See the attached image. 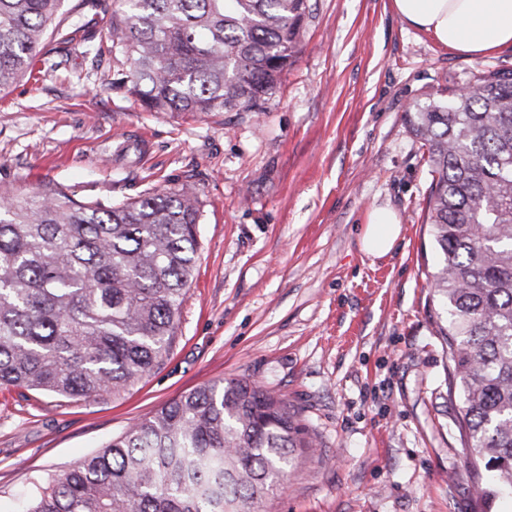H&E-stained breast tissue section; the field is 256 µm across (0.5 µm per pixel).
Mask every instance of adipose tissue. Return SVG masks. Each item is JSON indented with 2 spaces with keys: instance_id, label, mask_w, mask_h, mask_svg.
I'll return each instance as SVG.
<instances>
[{
  "instance_id": "adipose-tissue-1",
  "label": "adipose tissue",
  "mask_w": 512,
  "mask_h": 512,
  "mask_svg": "<svg viewBox=\"0 0 512 512\" xmlns=\"http://www.w3.org/2000/svg\"><path fill=\"white\" fill-rule=\"evenodd\" d=\"M396 13L445 47L479 57L512 48V0H393ZM399 235V219L387 206L374 208L362 237L368 254L383 256Z\"/></svg>"
}]
</instances>
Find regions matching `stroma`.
Segmentation results:
<instances>
[{
	"instance_id": "1",
	"label": "stroma",
	"mask_w": 512,
	"mask_h": 512,
	"mask_svg": "<svg viewBox=\"0 0 512 512\" xmlns=\"http://www.w3.org/2000/svg\"><path fill=\"white\" fill-rule=\"evenodd\" d=\"M297 60L257 112L145 111L112 85L105 23L47 39L37 78L0 93V187L115 204L195 185L199 251L168 358L120 396L0 388V512L183 392L247 378L314 446L261 512H482L456 428L428 275L427 153L414 102L512 69L407 25L391 0H309ZM401 232L367 254L369 212Z\"/></svg>"
}]
</instances>
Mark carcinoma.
Instances as JSON below:
<instances>
[{
    "label": "carcinoma",
    "mask_w": 512,
    "mask_h": 512,
    "mask_svg": "<svg viewBox=\"0 0 512 512\" xmlns=\"http://www.w3.org/2000/svg\"><path fill=\"white\" fill-rule=\"evenodd\" d=\"M64 0H0V92L32 75ZM308 0H112L113 85L148 112L255 111L296 61ZM427 149L448 398L483 512L512 500V70L407 112ZM0 387L118 396L169 355L199 248L185 182L109 206L0 191ZM312 447L248 379L181 394L36 488L19 512H258Z\"/></svg>",
    "instance_id": "1"
}]
</instances>
